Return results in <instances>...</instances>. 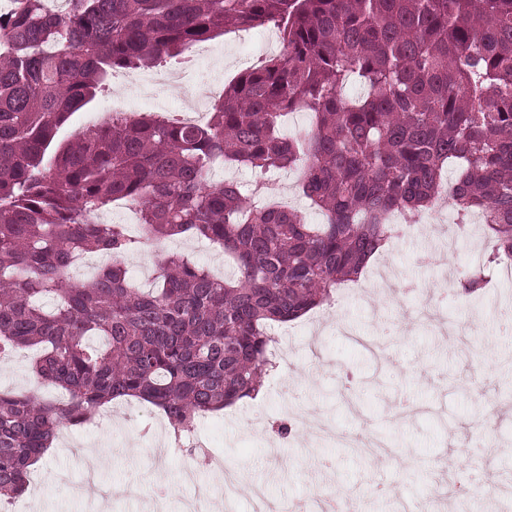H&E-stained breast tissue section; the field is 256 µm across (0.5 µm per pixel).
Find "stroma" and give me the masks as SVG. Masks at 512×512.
<instances>
[{"mask_svg":"<svg viewBox=\"0 0 512 512\" xmlns=\"http://www.w3.org/2000/svg\"><path fill=\"white\" fill-rule=\"evenodd\" d=\"M273 27L231 33L196 44L197 67L168 79L170 62L135 73L116 72L94 103L59 131L68 139L111 101L125 112L176 115L190 97L222 93L254 66L250 47L270 42ZM479 227L460 233L455 212H426L420 224L371 259L334 305L273 325L280 353L257 400L200 418L195 437L207 454L223 456L242 479L232 512H254L253 486L265 490L267 512L299 505L314 492L363 503L364 512H418L435 479L468 468L483 454L480 489L447 512H487L484 489L512 483V414L498 405L512 381V276L495 272L489 288L465 297L457 281L490 253ZM178 253L212 272L231 274L222 249L189 237L144 245L127 255L138 286L154 285L161 257ZM30 350L0 362V390L54 399L61 391L38 384ZM292 420L281 439L274 421ZM369 430L383 437L385 464L338 446L335 432ZM162 413L135 400L108 404L92 424L64 427L58 451L31 470L27 512H89L69 485L93 476L112 492L110 512H147L156 486L171 490L167 512L183 499L216 488L206 454L188 455L168 438Z\"/></svg>","mask_w":512,"mask_h":512,"instance_id":"1","label":"stroma"}]
</instances>
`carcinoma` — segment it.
Segmentation results:
<instances>
[{
  "label": "carcinoma",
  "instance_id": "obj_1",
  "mask_svg": "<svg viewBox=\"0 0 512 512\" xmlns=\"http://www.w3.org/2000/svg\"><path fill=\"white\" fill-rule=\"evenodd\" d=\"M0 13V360L23 348L64 404L0 391V503L28 486L57 430L136 399L173 433L253 398L270 370L267 328L331 302L443 197L463 221L487 212L495 248L460 280L476 297L512 261V0H11ZM273 26L282 48L245 73L203 124L115 112L59 141L112 74L178 59L196 42ZM361 88L356 97L345 89ZM311 113L301 134L292 111ZM218 164L265 175L303 169L323 216L255 208L215 182ZM116 201L142 234L99 221ZM235 264L217 276L168 254L145 292L125 257L174 235ZM110 258L77 281L75 261ZM53 296L48 308L43 299Z\"/></svg>",
  "mask_w": 512,
  "mask_h": 512
}]
</instances>
